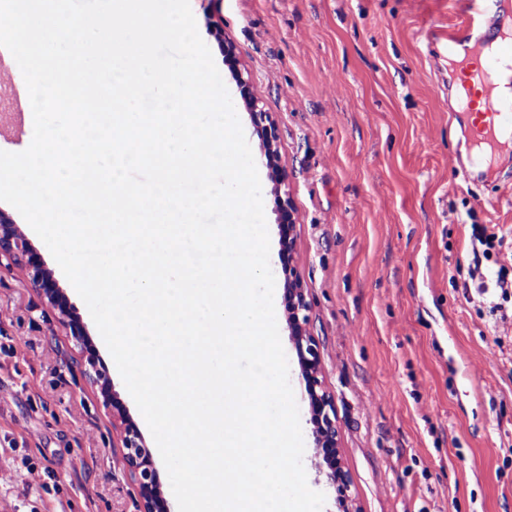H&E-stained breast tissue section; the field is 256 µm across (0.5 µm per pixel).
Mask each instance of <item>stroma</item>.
<instances>
[{"label": "stroma", "mask_w": 512, "mask_h": 512, "mask_svg": "<svg viewBox=\"0 0 512 512\" xmlns=\"http://www.w3.org/2000/svg\"><path fill=\"white\" fill-rule=\"evenodd\" d=\"M251 150L243 74L278 126L296 210L310 330L334 395L361 512H512V163L464 177L452 135V0H190ZM223 37H216V26ZM235 46L224 57L225 42ZM41 253L104 364L112 357L44 242ZM500 244L470 277L472 227ZM276 320L299 408L303 466L341 512L316 457L282 288ZM56 307L0 268V512H140L112 410Z\"/></svg>", "instance_id": "35a3bbf8"}]
</instances>
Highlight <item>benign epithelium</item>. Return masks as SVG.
<instances>
[{
	"mask_svg": "<svg viewBox=\"0 0 512 512\" xmlns=\"http://www.w3.org/2000/svg\"><path fill=\"white\" fill-rule=\"evenodd\" d=\"M256 132L261 136V155L266 166L276 171L278 180H283L279 165L278 133L272 115L259 107L257 98L246 102ZM280 224L279 247L284 282V299L287 306V321L290 336L300 364L302 379L310 411V422L316 442V456L321 459L318 471L323 473L337 489L342 512H358L349 495L351 477L340 454V432L337 424L334 397L326 385L321 368L318 343L309 331L308 291L295 260L296 221L295 211L289 196L279 199ZM22 259L26 269L27 283L49 303L56 306L66 318L70 335L79 344L87 342L84 327L76 317H70L66 300L52 276L47 272L39 252L12 224L11 218L0 212V259ZM88 377L101 386L106 404L112 405V414L119 422L122 438L123 461L126 470L137 482L143 512H172L168 500L163 496L152 454L145 445L141 431L130 414L119 404L112 393V379L97 366L94 357L88 359Z\"/></svg>",
	"mask_w": 512,
	"mask_h": 512,
	"instance_id": "benign-epithelium-1",
	"label": "benign epithelium"
}]
</instances>
